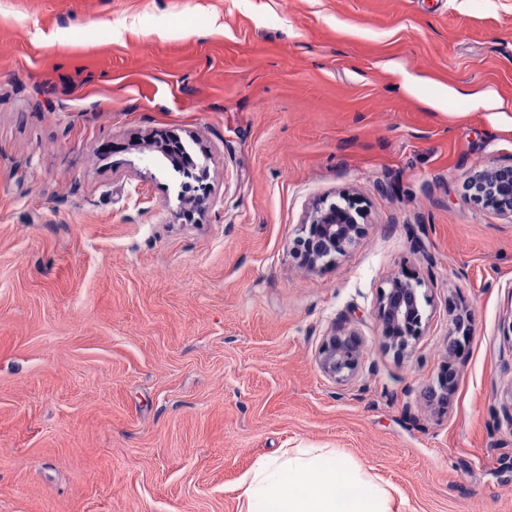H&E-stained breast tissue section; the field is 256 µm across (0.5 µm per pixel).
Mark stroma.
<instances>
[{
	"instance_id": "1",
	"label": "stroma",
	"mask_w": 512,
	"mask_h": 512,
	"mask_svg": "<svg viewBox=\"0 0 512 512\" xmlns=\"http://www.w3.org/2000/svg\"><path fill=\"white\" fill-rule=\"evenodd\" d=\"M481 93L512 114V0H0V512H246L286 448L393 512H512V220L467 188L512 129ZM162 131L208 169L194 219L138 149ZM344 190L365 230L308 270ZM405 276L428 327L399 357L376 308ZM339 329L345 382L316 362ZM364 221L365 212L359 200L350 193H342L339 201L325 200L314 209L291 251L308 269L325 266L347 251L362 232ZM363 338L355 330H343L324 336L318 350V365L336 381L353 377L362 365Z\"/></svg>"
}]
</instances>
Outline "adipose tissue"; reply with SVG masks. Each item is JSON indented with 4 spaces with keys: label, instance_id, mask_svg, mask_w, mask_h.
Listing matches in <instances>:
<instances>
[{
    "label": "adipose tissue",
    "instance_id": "1",
    "mask_svg": "<svg viewBox=\"0 0 512 512\" xmlns=\"http://www.w3.org/2000/svg\"><path fill=\"white\" fill-rule=\"evenodd\" d=\"M243 485L247 512H391L386 487L325 448H297L262 460Z\"/></svg>",
    "mask_w": 512,
    "mask_h": 512
}]
</instances>
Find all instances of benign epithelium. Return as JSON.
<instances>
[{
	"label": "benign epithelium",
	"mask_w": 512,
	"mask_h": 512,
	"mask_svg": "<svg viewBox=\"0 0 512 512\" xmlns=\"http://www.w3.org/2000/svg\"><path fill=\"white\" fill-rule=\"evenodd\" d=\"M180 138L164 133L147 140L149 150L168 160L178 158ZM476 188L474 202L512 219V164H491L469 180ZM212 194L206 168L184 179L181 210L185 214L202 212ZM365 212L359 200L342 193L337 201H323L307 217L302 235L294 241L292 252L301 265L315 270L344 254L362 232ZM421 281L395 277L381 291L376 311L379 335L385 348L403 354L424 335L428 320L422 308ZM363 338L355 330L333 331L324 336L318 350V365L337 381L353 377L362 365Z\"/></svg>",
	"instance_id": "obj_1"
}]
</instances>
